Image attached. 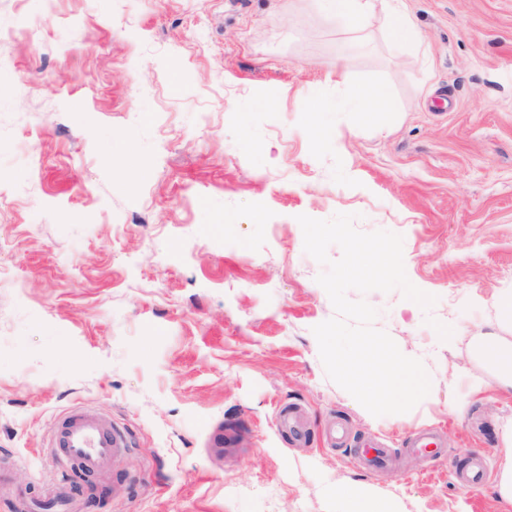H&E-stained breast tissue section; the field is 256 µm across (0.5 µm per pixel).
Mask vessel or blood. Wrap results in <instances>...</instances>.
Listing matches in <instances>:
<instances>
[{"mask_svg": "<svg viewBox=\"0 0 512 512\" xmlns=\"http://www.w3.org/2000/svg\"><path fill=\"white\" fill-rule=\"evenodd\" d=\"M70 465L94 474L109 472L127 449L125 435L114 428L111 417L94 410H76L62 417L54 438ZM391 460L389 453L374 442L365 443L355 461L363 467H382ZM463 488L471 489L486 482L489 471L480 456H469L462 468Z\"/></svg>", "mask_w": 512, "mask_h": 512, "instance_id": "1", "label": "vessel or blood"}]
</instances>
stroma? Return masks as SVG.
<instances>
[{
	"label": "stroma",
	"instance_id": "stroma-1",
	"mask_svg": "<svg viewBox=\"0 0 512 512\" xmlns=\"http://www.w3.org/2000/svg\"><path fill=\"white\" fill-rule=\"evenodd\" d=\"M421 42L354 35L313 0H0V512H39L88 407L129 448L67 483L76 512H336L373 487L398 512H502L512 392L476 339L512 342V0H404ZM395 106L357 129L330 64ZM403 237L435 295L348 291L419 359L430 392L376 417L326 374L335 317L299 215ZM433 317L453 330L441 340ZM296 413L295 436L279 424ZM438 430L436 457L409 451ZM369 436L396 461L365 469ZM462 472V487L465 489L475 488L489 478V471L483 459L478 455H471L466 459Z\"/></svg>",
	"mask_w": 512,
	"mask_h": 512
}]
</instances>
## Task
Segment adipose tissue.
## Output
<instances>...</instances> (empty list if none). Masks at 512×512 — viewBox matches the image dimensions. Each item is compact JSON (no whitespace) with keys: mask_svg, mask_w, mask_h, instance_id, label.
<instances>
[{"mask_svg":"<svg viewBox=\"0 0 512 512\" xmlns=\"http://www.w3.org/2000/svg\"><path fill=\"white\" fill-rule=\"evenodd\" d=\"M319 8L327 21L360 31L365 19L384 14L390 21L395 45L404 47L414 44L419 36L416 24L406 10L391 6L389 0H319ZM358 126H372L391 110L387 92L378 85L368 84L350 89ZM336 512H396L391 501L378 495L373 489L350 485L337 491Z\"/></svg>","mask_w":512,"mask_h":512,"instance_id":"adipose-tissue-1","label":"adipose tissue"}]
</instances>
